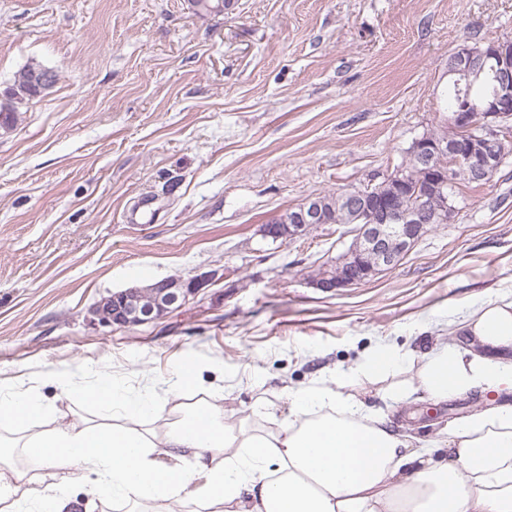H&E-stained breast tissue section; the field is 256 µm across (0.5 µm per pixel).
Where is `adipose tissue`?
Wrapping results in <instances>:
<instances>
[{
	"mask_svg": "<svg viewBox=\"0 0 512 512\" xmlns=\"http://www.w3.org/2000/svg\"><path fill=\"white\" fill-rule=\"evenodd\" d=\"M471 346L423 353L415 379L388 389L402 401L433 403L472 392L512 393V298L486 299L449 321ZM408 360L390 343L363 356L354 377L379 381ZM106 411L81 426L56 423L57 409L21 394H0V467L22 448L31 470L51 478L81 467L92 491L124 512H512V404L449 424L442 443L395 431L381 410L355 396L312 385L290 391L288 415L253 431L228 423L221 408L179 402L164 407L156 388L121 393L109 373L89 393ZM169 464H162L160 456ZM194 458V470L182 468ZM0 470V512H65L63 487L22 488Z\"/></svg>",
	"mask_w": 512,
	"mask_h": 512,
	"instance_id": "obj_1",
	"label": "adipose tissue"
}]
</instances>
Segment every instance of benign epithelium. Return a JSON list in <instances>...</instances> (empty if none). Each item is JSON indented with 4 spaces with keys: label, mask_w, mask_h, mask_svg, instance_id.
<instances>
[{
    "label": "benign epithelium",
    "mask_w": 512,
    "mask_h": 512,
    "mask_svg": "<svg viewBox=\"0 0 512 512\" xmlns=\"http://www.w3.org/2000/svg\"><path fill=\"white\" fill-rule=\"evenodd\" d=\"M476 67L493 75L492 92L477 102L460 100L457 108L448 113L446 125L451 136L431 138L424 134L411 144L410 156L427 174L424 187L416 189L421 203L407 210L400 205L408 183L402 167L380 176L382 185L375 193L365 187L346 194L348 206L369 214L373 223L359 225L352 245L312 279L314 287L333 292L374 279L395 266L434 219L452 216L455 206L445 196L447 180L440 164L461 168L472 180L487 178L501 166L499 145L504 126L512 119V39L464 42L451 55L448 75L464 77ZM329 222L323 202L309 197L288 211L272 214L261 225V233L276 243L301 238L312 227ZM207 283L203 277L163 279L153 283L154 291L149 297L140 296L132 287L100 299L95 304V314L104 326L145 324L181 307Z\"/></svg>",
    "instance_id": "1"
}]
</instances>
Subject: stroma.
Returning <instances> with one entry per match:
<instances>
[{
    "label": "stroma",
    "instance_id": "35a3bbf8",
    "mask_svg": "<svg viewBox=\"0 0 512 512\" xmlns=\"http://www.w3.org/2000/svg\"><path fill=\"white\" fill-rule=\"evenodd\" d=\"M512 38V0H0V96L34 62L52 89L0 128V390L54 402L63 422L100 410L62 393L104 370L135 394L190 368L187 403L266 430L288 392L347 378L399 432L437 439L484 408L386 398L352 378L378 340L421 353L443 323L512 293V162L463 188L393 268L337 292L311 277L355 238L321 224L271 242L268 217L366 185L438 118L464 41ZM209 276L178 309L101 325L115 291Z\"/></svg>",
    "mask_w": 512,
    "mask_h": 512
}]
</instances>
